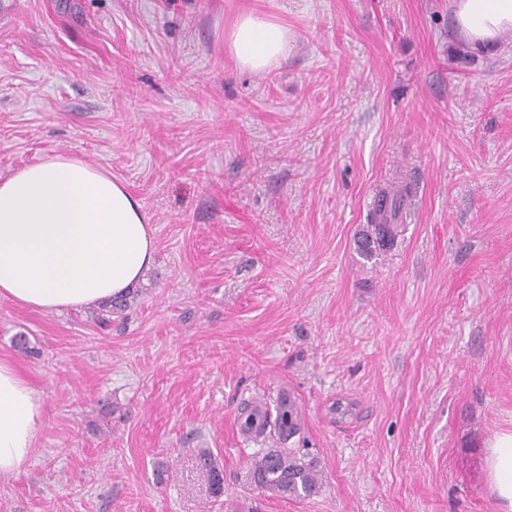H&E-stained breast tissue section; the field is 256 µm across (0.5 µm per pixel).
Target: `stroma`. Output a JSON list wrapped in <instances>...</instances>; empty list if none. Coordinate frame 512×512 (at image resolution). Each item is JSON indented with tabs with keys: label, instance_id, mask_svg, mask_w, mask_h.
Segmentation results:
<instances>
[{
	"label": "stroma",
	"instance_id": "35a3bbf8",
	"mask_svg": "<svg viewBox=\"0 0 512 512\" xmlns=\"http://www.w3.org/2000/svg\"><path fill=\"white\" fill-rule=\"evenodd\" d=\"M245 10L295 37L268 71L224 40ZM453 27L452 0H0V175L53 154L106 169L155 245L109 327L0 299V357L45 407L0 512H499L512 41ZM400 176L396 242L364 257ZM284 394L304 416L287 445L322 476L306 499L246 483L275 435L242 437V412ZM202 473L207 478L214 498H220L224 495V472L218 464L212 459L209 451H202L198 456Z\"/></svg>",
	"mask_w": 512,
	"mask_h": 512
}]
</instances>
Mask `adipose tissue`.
Here are the masks:
<instances>
[{
    "label": "adipose tissue",
    "mask_w": 512,
    "mask_h": 512,
    "mask_svg": "<svg viewBox=\"0 0 512 512\" xmlns=\"http://www.w3.org/2000/svg\"><path fill=\"white\" fill-rule=\"evenodd\" d=\"M460 37L494 49L512 37V0H455ZM243 68L261 72L288 52L285 26L251 10L226 34ZM154 261L141 204L101 168L53 155L0 177V299L45 313L91 307L131 291ZM44 423L41 397L0 357V478L23 470ZM485 470L499 512H512V431L488 444Z\"/></svg>",
    "instance_id": "adipose-tissue-1"
}]
</instances>
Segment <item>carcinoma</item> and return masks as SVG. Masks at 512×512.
I'll list each match as a JSON object with an SVG mask.
<instances>
[{
	"label": "carcinoma",
	"instance_id": "carcinoma-1",
	"mask_svg": "<svg viewBox=\"0 0 512 512\" xmlns=\"http://www.w3.org/2000/svg\"><path fill=\"white\" fill-rule=\"evenodd\" d=\"M412 194L411 184L402 181L378 198L371 234L362 243V253L370 258L376 253L393 247L403 219V206ZM128 306L127 299H114L93 311L97 324L106 327L112 322V315L120 314ZM279 435L291 438L300 430L301 415L297 406L283 398L278 404ZM202 473L207 478L214 498L224 495V472L204 450L198 456ZM247 481L254 490L270 491L280 497L301 499L316 494L321 478L314 459L298 454L290 448H267L251 457L248 464Z\"/></svg>",
	"mask_w": 512,
	"mask_h": 512
}]
</instances>
